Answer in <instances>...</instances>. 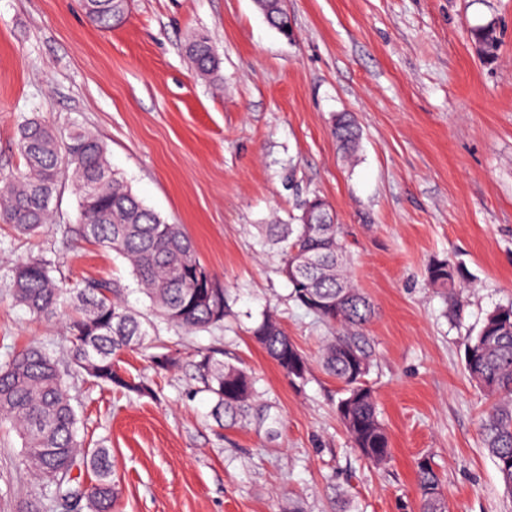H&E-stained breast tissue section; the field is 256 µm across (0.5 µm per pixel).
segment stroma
Segmentation results:
<instances>
[{"label": "stroma", "instance_id": "obj_1", "mask_svg": "<svg viewBox=\"0 0 512 512\" xmlns=\"http://www.w3.org/2000/svg\"><path fill=\"white\" fill-rule=\"evenodd\" d=\"M284 38L254 0H129L103 31L83 0H0V183L24 168L17 125H80L106 144L113 170L144 205L183 225L232 309L191 334L160 325L125 349L123 374L148 395L97 384L73 359L71 308L42 318L14 303L15 265L30 256L75 286L119 285L150 316L129 264L81 239L71 186L53 222L19 235L0 217V362L28 345L69 370L86 447L109 448L116 512H419L416 464L439 474L450 512H512L479 421L487 399L464 369L467 339L512 302V0H284ZM493 25L486 62L474 29ZM207 37L220 77L185 52ZM354 113L362 139L344 159L332 134ZM327 201L355 285L375 315L366 378L392 448L377 468L336 417L342 386L320 362L331 328L300 307L260 227L297 223L305 199ZM448 258L459 288L430 287ZM274 316L309 360L291 382L251 336ZM179 350L177 367L154 355ZM245 366L257 394L236 425H218L196 367L201 353ZM41 488L21 440L0 425V512H24Z\"/></svg>", "mask_w": 512, "mask_h": 512}]
</instances>
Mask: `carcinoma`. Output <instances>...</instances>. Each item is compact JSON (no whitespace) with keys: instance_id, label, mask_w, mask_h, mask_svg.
<instances>
[{"instance_id":"carcinoma-1","label":"carcinoma","mask_w":512,"mask_h":512,"mask_svg":"<svg viewBox=\"0 0 512 512\" xmlns=\"http://www.w3.org/2000/svg\"><path fill=\"white\" fill-rule=\"evenodd\" d=\"M124 7L122 0H86L89 17L103 30L116 25ZM257 8L273 28L287 33L281 0H261ZM474 36L486 57L494 56V27L479 28ZM187 53L197 75L211 77L218 72L219 61L207 38L192 40ZM17 135L24 170L0 192V212L14 230L23 236L42 233L52 220V201L59 187L76 184L81 237L112 248L129 262L156 319L186 332L224 323L231 314L224 286L209 274L206 288L197 287L204 265L192 240L182 225L167 223L143 205L112 170L107 146L99 137L82 130L62 134L37 117L22 122ZM334 135L345 153L355 152L360 141L355 116L337 115ZM302 214L309 223L264 225L266 240L281 249L293 300L321 323L347 329L325 341L321 364L343 385L336 415L355 448L369 463L381 466L391 457L389 437L365 381L372 366L371 350L365 337L356 334L372 318L373 306L346 274L341 230L330 206L314 196L305 200ZM456 272L450 259L436 260L428 268V281L437 288H455ZM12 297L35 317L52 315L70 301L67 289L51 275L50 263L41 257L16 267ZM75 298L68 329L77 367L128 393H150L145 383L123 376L117 362L132 342L150 336L153 321L128 310L119 289L107 280L86 281ZM251 335L289 379H305L307 360L276 319L262 317ZM198 367L214 400L213 416L236 424L255 394L254 378L213 354L203 355ZM465 370L489 401L481 417L482 441L504 494L512 498V304L486 315L477 335L465 345ZM0 422L18 432L22 464L43 482V489L59 493L71 481L74 468H86L95 477L90 491L68 489L65 498L82 502L87 512H114L117 492L109 449H90L79 439L68 384L49 352L32 346L0 364ZM416 480L419 512H449L441 479L429 463H417Z\"/></svg>"}]
</instances>
